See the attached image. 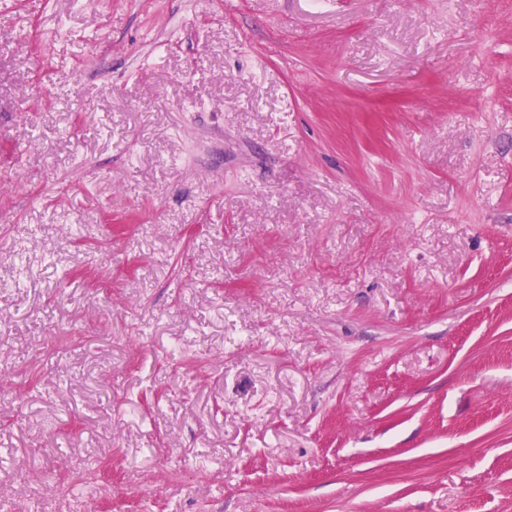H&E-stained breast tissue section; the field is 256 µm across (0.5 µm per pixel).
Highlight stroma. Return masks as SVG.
<instances>
[{"label": "stroma", "mask_w": 512, "mask_h": 512, "mask_svg": "<svg viewBox=\"0 0 512 512\" xmlns=\"http://www.w3.org/2000/svg\"><path fill=\"white\" fill-rule=\"evenodd\" d=\"M16 373L6 512H512V0H11Z\"/></svg>", "instance_id": "stroma-1"}]
</instances>
